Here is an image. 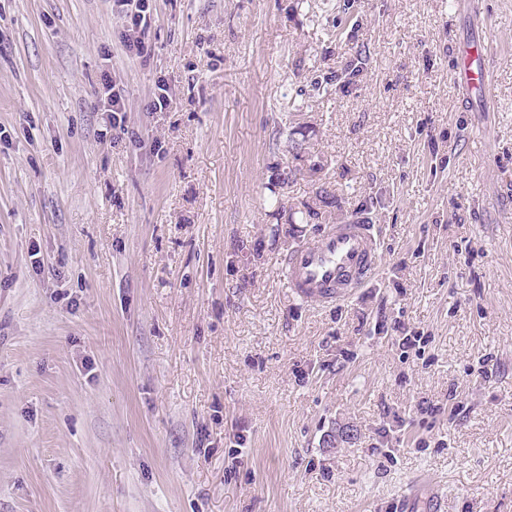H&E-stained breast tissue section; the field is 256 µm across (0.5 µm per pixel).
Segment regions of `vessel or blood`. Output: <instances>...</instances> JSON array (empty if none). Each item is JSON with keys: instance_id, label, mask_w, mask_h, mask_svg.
Listing matches in <instances>:
<instances>
[{"instance_id": "vessel-or-blood-1", "label": "vessel or blood", "mask_w": 512, "mask_h": 512, "mask_svg": "<svg viewBox=\"0 0 512 512\" xmlns=\"http://www.w3.org/2000/svg\"><path fill=\"white\" fill-rule=\"evenodd\" d=\"M487 48L469 43L457 52L458 82L473 96L489 97L491 79ZM379 238L375 225L354 221L333 224L315 243L291 250L286 260L287 284L304 302L329 304L349 300L376 275Z\"/></svg>"}]
</instances>
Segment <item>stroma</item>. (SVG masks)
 Wrapping results in <instances>:
<instances>
[{"label":"stroma","mask_w":512,"mask_h":512,"mask_svg":"<svg viewBox=\"0 0 512 512\" xmlns=\"http://www.w3.org/2000/svg\"><path fill=\"white\" fill-rule=\"evenodd\" d=\"M145 42L0 0V512H397L418 475L512 512V0H152ZM298 127L325 168L278 201ZM358 218L380 274L295 299L288 250ZM487 47L482 43H469L457 52V81L472 96L488 98L491 94V79L484 57ZM104 88L106 91L104 94L105 98H102V111L110 112V123L112 126V141L114 143L119 142L123 139V136L129 134V130L125 125L124 114L126 112L125 100L119 91L116 90V84L107 76L104 79Z\"/></svg>","instance_id":"obj_1"}]
</instances>
